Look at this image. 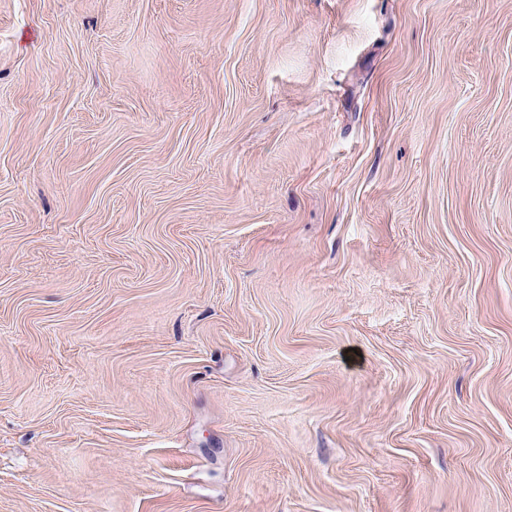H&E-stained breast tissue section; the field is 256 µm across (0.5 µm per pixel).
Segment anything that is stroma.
Wrapping results in <instances>:
<instances>
[{
	"instance_id": "35a3bbf8",
	"label": "stroma",
	"mask_w": 512,
	"mask_h": 512,
	"mask_svg": "<svg viewBox=\"0 0 512 512\" xmlns=\"http://www.w3.org/2000/svg\"><path fill=\"white\" fill-rule=\"evenodd\" d=\"M0 512H512V0H0Z\"/></svg>"
}]
</instances>
